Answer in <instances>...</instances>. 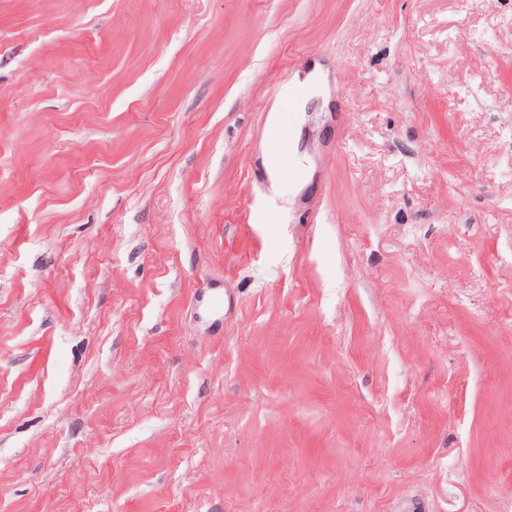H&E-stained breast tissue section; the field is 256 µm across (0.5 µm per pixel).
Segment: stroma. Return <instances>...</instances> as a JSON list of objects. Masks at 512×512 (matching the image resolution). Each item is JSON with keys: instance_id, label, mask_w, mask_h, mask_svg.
<instances>
[{"instance_id": "stroma-1", "label": "stroma", "mask_w": 512, "mask_h": 512, "mask_svg": "<svg viewBox=\"0 0 512 512\" xmlns=\"http://www.w3.org/2000/svg\"><path fill=\"white\" fill-rule=\"evenodd\" d=\"M0 512H512V0H0ZM308 88L297 85L281 87L270 103L267 112L268 133L266 149L275 158L277 175L292 186L304 174L294 158L291 142L294 130V106L303 100Z\"/></svg>"}]
</instances>
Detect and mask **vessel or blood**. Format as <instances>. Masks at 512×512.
I'll return each mask as SVG.
<instances>
[{
    "mask_svg": "<svg viewBox=\"0 0 512 512\" xmlns=\"http://www.w3.org/2000/svg\"><path fill=\"white\" fill-rule=\"evenodd\" d=\"M306 94V88L297 85L280 88L267 112L266 148L276 160L278 177L291 184L298 182L303 175L302 168L294 158L291 142L294 106Z\"/></svg>",
    "mask_w": 512,
    "mask_h": 512,
    "instance_id": "b4317fda",
    "label": "vessel or blood"
}]
</instances>
